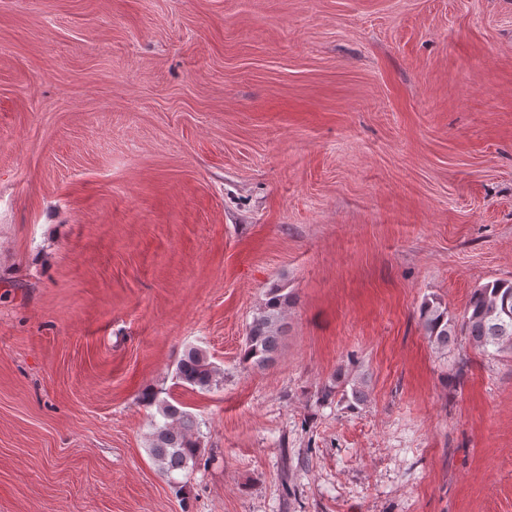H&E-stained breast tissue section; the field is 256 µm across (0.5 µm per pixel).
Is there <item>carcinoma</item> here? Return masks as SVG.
<instances>
[{"instance_id": "carcinoma-1", "label": "carcinoma", "mask_w": 512, "mask_h": 512, "mask_svg": "<svg viewBox=\"0 0 512 512\" xmlns=\"http://www.w3.org/2000/svg\"><path fill=\"white\" fill-rule=\"evenodd\" d=\"M292 303V293L278 284L266 291L265 302L248 324L239 358L243 367L262 368L273 359L285 332L286 309ZM418 323L439 351L448 350V345L463 336L474 349L488 355L512 352V281L496 279L475 288L458 316L449 315L448 306L439 298H427L419 308ZM175 377L178 384L201 392L224 382V373L200 348L185 352ZM335 399L349 410L359 409L368 399L364 380L338 370L332 382L317 390V400ZM142 402L156 408L160 416L151 423L149 453L158 472L176 484L179 476L194 468L200 455L199 422L180 403L160 399L155 393L144 395Z\"/></svg>"}]
</instances>
